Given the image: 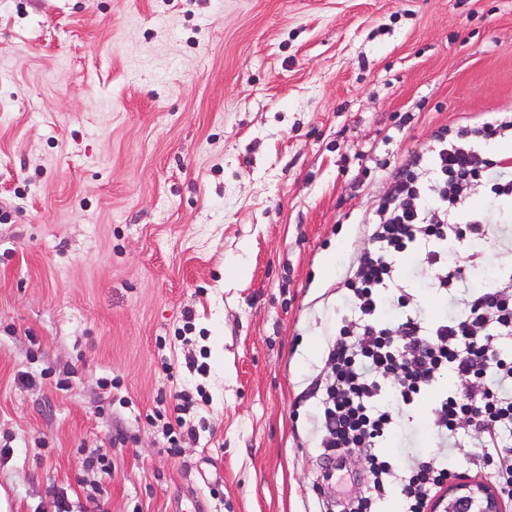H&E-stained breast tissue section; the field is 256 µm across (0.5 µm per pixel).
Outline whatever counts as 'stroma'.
<instances>
[{"label": "stroma", "mask_w": 512, "mask_h": 512, "mask_svg": "<svg viewBox=\"0 0 512 512\" xmlns=\"http://www.w3.org/2000/svg\"><path fill=\"white\" fill-rule=\"evenodd\" d=\"M506 112L512 0H0L6 512L59 496L70 512H320L359 496L360 456L322 479L310 383L390 188L374 165ZM462 204L487 216L488 264L512 268V209L482 188ZM198 355L207 376L186 368ZM199 384L206 427L170 456L146 416ZM416 422L384 454L456 465Z\"/></svg>", "instance_id": "obj_1"}]
</instances>
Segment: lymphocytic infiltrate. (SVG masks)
Returning a JSON list of instances; mask_svg holds the SVG:
<instances>
[{"mask_svg":"<svg viewBox=\"0 0 512 512\" xmlns=\"http://www.w3.org/2000/svg\"><path fill=\"white\" fill-rule=\"evenodd\" d=\"M509 132L512 114L471 127L459 142L440 129L433 149L396 169L391 193L365 226L367 247L346 266L341 286L353 315L329 342L328 370L314 388L327 467L354 453L365 456L370 483L350 512H374L395 485L393 462L381 447L397 432V409L423 402L434 435L454 440L462 465L492 467L501 497L512 501V448L504 443L512 436V272H498L494 285L474 289L461 309L433 322L412 307L408 293L392 289L402 258L431 267L430 288L445 292L463 280L450 249L482 257L489 227L462 209L458 191L464 184L486 187L496 200L512 202V159L486 152L488 141ZM447 373L454 388L439 386ZM193 405L182 392L174 406L158 405L147 417L171 455H179L183 437L196 434L186 419ZM461 467L416 460L396 484L401 512H426Z\"/></svg>","mask_w":512,"mask_h":512,"instance_id":"1","label":"lymphocytic infiltrate"}]
</instances>
